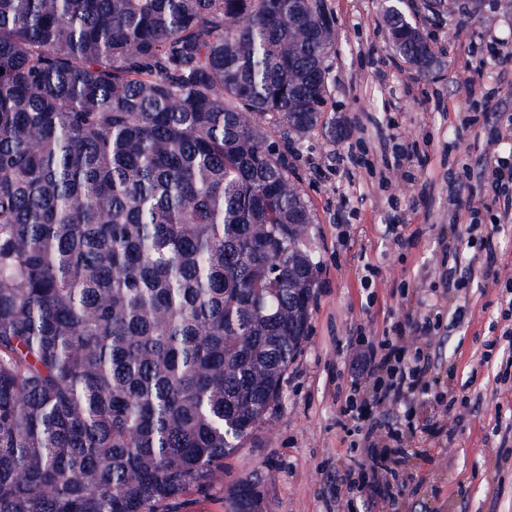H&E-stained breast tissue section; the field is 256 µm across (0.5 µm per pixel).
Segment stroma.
Listing matches in <instances>:
<instances>
[{"label":"stroma","instance_id":"35a3bbf8","mask_svg":"<svg viewBox=\"0 0 512 512\" xmlns=\"http://www.w3.org/2000/svg\"><path fill=\"white\" fill-rule=\"evenodd\" d=\"M422 0H404L424 30L437 65L420 74L393 49L380 0H327L340 51L331 59L332 93L324 110L337 138L315 130L295 160L315 224L309 246L320 261L309 334L294 362L281 405L223 471L193 488L178 512H231L236 484L252 480L260 512H512V292L486 287L460 257L465 299L421 275L440 264L449 197L488 190L484 160L512 165V0H485L481 17L451 6L434 22ZM415 232L395 251L386 225ZM464 302L467 318L447 308ZM437 316L429 351L440 392L459 400L448 438L429 441L428 407L383 408L403 433L397 505L349 491L345 468L362 458L355 424H341L338 386H349L352 345L379 336L406 315Z\"/></svg>","mask_w":512,"mask_h":512}]
</instances>
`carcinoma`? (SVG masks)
<instances>
[{"mask_svg":"<svg viewBox=\"0 0 512 512\" xmlns=\"http://www.w3.org/2000/svg\"><path fill=\"white\" fill-rule=\"evenodd\" d=\"M322 13L0 0V512H162L270 420L320 271L288 156L336 138Z\"/></svg>","mask_w":512,"mask_h":512,"instance_id":"1","label":"carcinoma"}]
</instances>
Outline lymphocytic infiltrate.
Instances as JSON below:
<instances>
[{
    "label": "lymphocytic infiltrate",
    "instance_id": "lymphocytic-infiltrate-1",
    "mask_svg": "<svg viewBox=\"0 0 512 512\" xmlns=\"http://www.w3.org/2000/svg\"><path fill=\"white\" fill-rule=\"evenodd\" d=\"M473 226L467 220L457 219L448 227L457 250H470L469 264L487 268L492 284L512 283V276L504 275L496 267L493 234L473 240ZM479 242L478 251H471L472 242ZM434 323L426 317H410L406 324H395L381 337L360 339L359 359L350 379L349 393L342 413L357 420L362 433L361 447L366 450V468L370 474L366 482L373 495L396 501L399 489L395 483V466L404 453L402 434L389 427L376 414L383 404H411L424 401L436 384L435 367L427 347L420 341L430 336Z\"/></svg>",
    "mask_w": 512,
    "mask_h": 512
}]
</instances>
